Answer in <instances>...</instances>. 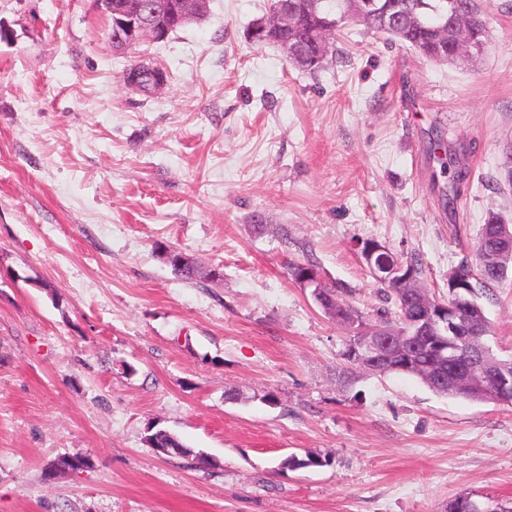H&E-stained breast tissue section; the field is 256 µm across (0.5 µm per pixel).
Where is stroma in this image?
I'll return each mask as SVG.
<instances>
[{
	"label": "stroma",
	"mask_w": 512,
	"mask_h": 512,
	"mask_svg": "<svg viewBox=\"0 0 512 512\" xmlns=\"http://www.w3.org/2000/svg\"><path fill=\"white\" fill-rule=\"evenodd\" d=\"M209 0L115 53L99 0H0V512H444L512 499V405L353 370L349 329L288 273L311 262L366 325L395 305L359 244L419 258L430 295L474 260L512 138V0L479 55L338 37L314 74ZM165 69L151 93L126 81ZM470 147L454 205L433 127ZM182 251L217 280L188 283ZM512 360V274L484 303ZM208 464L161 457L151 424ZM321 458L294 470L290 455ZM64 456L89 459L49 475Z\"/></svg>",
	"instance_id": "obj_1"
}]
</instances>
